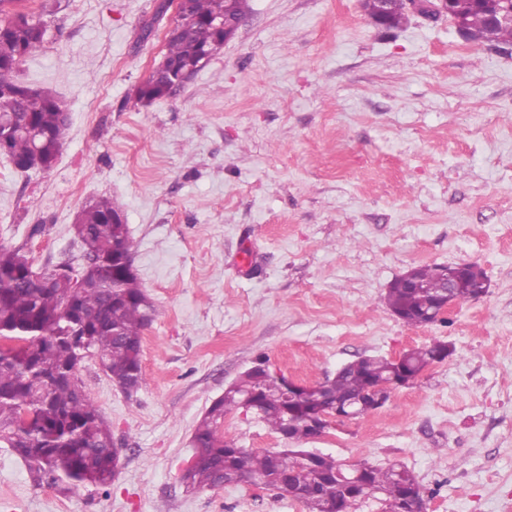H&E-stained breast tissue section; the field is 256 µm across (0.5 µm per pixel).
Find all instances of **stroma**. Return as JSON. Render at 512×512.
Here are the masks:
<instances>
[{
    "label": "stroma",
    "mask_w": 512,
    "mask_h": 512,
    "mask_svg": "<svg viewBox=\"0 0 512 512\" xmlns=\"http://www.w3.org/2000/svg\"><path fill=\"white\" fill-rule=\"evenodd\" d=\"M159 3L21 4L47 35L17 76L58 95L69 129L50 170L0 157V244L39 270L79 264L74 218L111 198L156 315L135 392L95 357L79 370L120 450L116 478L65 495L0 444V512H305L261 484L186 491L211 403L260 356L315 383L436 340L445 362L307 445L403 464L427 512H512V56L448 19L378 27L362 0H249L204 68L143 105L133 90L171 24ZM460 263L488 291L445 322L387 308L407 269ZM224 431L250 451L288 445L240 410Z\"/></svg>",
    "instance_id": "stroma-1"
}]
</instances>
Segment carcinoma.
<instances>
[{"instance_id":"1","label":"carcinoma","mask_w":512,"mask_h":512,"mask_svg":"<svg viewBox=\"0 0 512 512\" xmlns=\"http://www.w3.org/2000/svg\"><path fill=\"white\" fill-rule=\"evenodd\" d=\"M15 0H0V119H14L36 130L31 138L13 132L9 160L24 170L48 169L63 145L69 122L60 117L61 101L45 88L25 99L24 83L13 73L45 43L44 25L24 12L4 10ZM249 0H187L184 16L167 37L166 54L171 64H181L219 42L221 31L213 21L225 15L245 19ZM448 11L462 18L464 40L489 42L512 48V24L490 27L487 11L477 0H448ZM403 0H392L387 27L398 28L409 20ZM151 99L171 95L165 80L151 76L141 85ZM116 207L102 198L85 206L74 227L81 246L93 252L98 264L76 287L70 275H49L45 282L26 278L30 261L18 250L0 246V443L23 460L36 464V471L52 485L68 493L89 486L112 483L119 463L112 431L95 399L79 377L84 353L95 356L114 383L137 389L143 382V332L151 324L155 306L141 287L137 275L124 271V258L133 256L135 242L127 225L111 223ZM421 289L409 288L398 277L387 288L390 310L409 319L426 308L435 289L444 287L437 265L412 268ZM487 292L483 269L469 263L451 297L469 301ZM443 342L434 341L408 350L402 365L416 378L438 356ZM398 365L384 357H363L344 364L324 381L325 406L357 409L376 387L391 384ZM255 395L257 417L272 431L283 434L293 419L289 439L303 440L307 426V400L295 403L284 397L282 378L258 357L254 369L242 373L224 397L213 401L193 433V465L190 484L196 489H214L239 484L245 478L263 482L285 498L300 501L306 512H336L341 494L339 474L348 466L329 455L309 457L304 448L276 452H250L227 437L224 418L241 409V399ZM365 491L354 498L352 508L374 500L378 512H404V484L411 472L400 476V464L387 467L362 463Z\"/></svg>"}]
</instances>
